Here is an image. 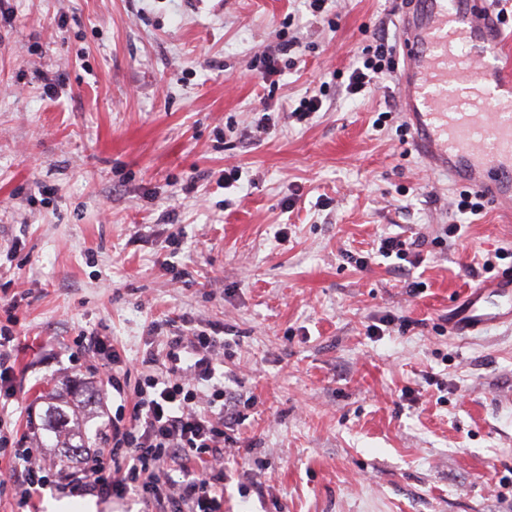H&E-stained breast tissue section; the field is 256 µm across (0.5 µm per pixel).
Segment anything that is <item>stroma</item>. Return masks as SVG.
Listing matches in <instances>:
<instances>
[{
    "label": "stroma",
    "instance_id": "35a3bbf8",
    "mask_svg": "<svg viewBox=\"0 0 512 512\" xmlns=\"http://www.w3.org/2000/svg\"><path fill=\"white\" fill-rule=\"evenodd\" d=\"M403 6L0 0V298L28 294L19 400L0 408L12 436L94 387L97 452L132 400L103 387L80 330L105 329L135 381L193 323L225 339L239 397L224 512H512V328L448 330L483 259L512 267V219L451 213L461 186L403 131L396 75L345 90L363 47L397 46ZM320 88L321 109L293 117ZM453 222L460 238L435 245ZM388 236L424 238L422 264L374 257ZM35 462L60 476L47 512L79 458Z\"/></svg>",
    "mask_w": 512,
    "mask_h": 512
}]
</instances>
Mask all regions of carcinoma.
Instances as JSON below:
<instances>
[{"label":"carcinoma","instance_id":"1","mask_svg":"<svg viewBox=\"0 0 512 512\" xmlns=\"http://www.w3.org/2000/svg\"><path fill=\"white\" fill-rule=\"evenodd\" d=\"M99 391L88 389L81 399L70 404L49 403L44 416V430L47 433L44 448H83L85 447L84 427L97 414L95 405Z\"/></svg>","mask_w":512,"mask_h":512}]
</instances>
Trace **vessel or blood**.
I'll return each instance as SVG.
<instances>
[{
    "label": "vessel or blood",
    "instance_id": "vessel-or-blood-1",
    "mask_svg": "<svg viewBox=\"0 0 512 512\" xmlns=\"http://www.w3.org/2000/svg\"><path fill=\"white\" fill-rule=\"evenodd\" d=\"M399 103L419 153L435 169L494 200H512V62L486 0H406L399 21ZM512 326V273L467 291L448 319L457 336ZM170 367L210 361L173 347Z\"/></svg>",
    "mask_w": 512,
    "mask_h": 512
}]
</instances>
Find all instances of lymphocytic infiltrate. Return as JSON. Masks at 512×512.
Masks as SVG:
<instances>
[{
	"label": "lymphocytic infiltrate",
	"instance_id": "1",
	"mask_svg": "<svg viewBox=\"0 0 512 512\" xmlns=\"http://www.w3.org/2000/svg\"><path fill=\"white\" fill-rule=\"evenodd\" d=\"M391 63L384 42L364 48L360 65L349 75L347 93L355 95L369 88ZM17 307V298L7 299V322L0 326V401L18 398L9 352ZM80 343L85 352L103 360L104 384L123 392L118 375L123 358L111 337L93 329L82 332ZM134 392L131 414L114 415L106 447L83 459L71 482L73 490L117 499L134 493L146 503L161 506L162 512H223L224 501L213 495L212 488L224 480L225 431L238 419L236 398L215 389L211 399L219 403V412L202 413L198 389L172 369L147 376L135 385ZM188 456L206 458L208 464L182 484H172L166 466Z\"/></svg>",
	"mask_w": 512,
	"mask_h": 512
}]
</instances>
